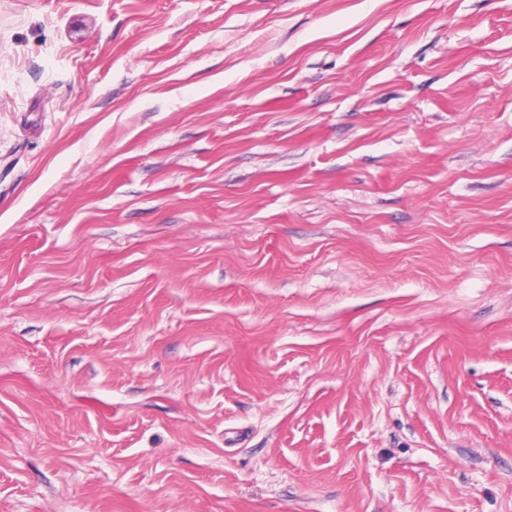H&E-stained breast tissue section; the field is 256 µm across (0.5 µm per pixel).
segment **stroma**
<instances>
[{
  "instance_id": "obj_1",
  "label": "stroma",
  "mask_w": 512,
  "mask_h": 512,
  "mask_svg": "<svg viewBox=\"0 0 512 512\" xmlns=\"http://www.w3.org/2000/svg\"><path fill=\"white\" fill-rule=\"evenodd\" d=\"M0 512H512V0H0Z\"/></svg>"
}]
</instances>
